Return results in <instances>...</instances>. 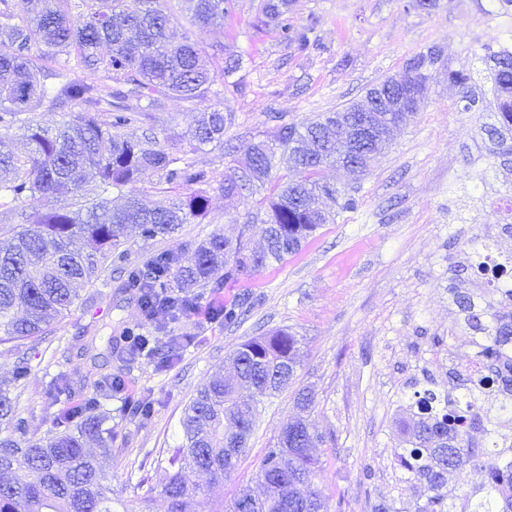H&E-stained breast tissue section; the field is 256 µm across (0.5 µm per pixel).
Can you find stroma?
<instances>
[{
    "label": "stroma",
    "mask_w": 512,
    "mask_h": 512,
    "mask_svg": "<svg viewBox=\"0 0 512 512\" xmlns=\"http://www.w3.org/2000/svg\"><path fill=\"white\" fill-rule=\"evenodd\" d=\"M170 2L176 37L198 42L217 80L195 104L168 99L155 132L178 155L199 113H234L223 146L208 145L193 155L218 179L229 165L228 147L270 130L272 116L300 123L339 110L398 75L415 54L432 47L441 56L417 113L395 131L360 183L340 169H325L331 184L356 186V208L337 212L286 262L227 281L221 293L204 295L195 312L166 322L160 339H190L172 364L124 362L119 335L144 317L134 300L119 293L120 275L80 288L52 333L21 350L32 367L17 390L30 435L41 438L51 425L47 393L58 375L66 376L76 402L95 384L121 377L123 392L105 402L116 431L111 447L100 452L107 485L127 512H167L162 489L170 451L181 438L184 406L238 344L287 326L303 339L295 379L258 403L254 433L234 472L215 486L203 473L194 481L215 506L242 486H256L265 448L294 415L297 389L306 387L315 397L312 427L334 435L314 450L322 460L317 482L329 512H372L383 500L406 506L427 490L392 467L402 409L423 370L442 376L471 350V332L449 290L454 268L474 237L512 250V240L499 238L495 214L512 194V167L487 153L479 132L493 114L479 105L464 111L458 88L448 82L449 70L477 63L485 48L512 47V6L498 7L497 0H431L424 8L415 0H294L293 24L313 28L302 51L278 30L258 26L260 0H231L223 25L202 31L186 24L179 0ZM230 54L240 64L227 73ZM209 198L201 222L182 225L164 240L145 241L128 230L130 265L219 230L234 235L256 205L224 199L215 190ZM244 294L253 301L246 314L231 322L207 318L210 305L230 307ZM432 336L444 337V345L431 347ZM140 396L153 403L143 423L124 414L126 399Z\"/></svg>",
    "instance_id": "35a3bbf8"
}]
</instances>
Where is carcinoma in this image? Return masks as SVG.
<instances>
[{
    "label": "carcinoma",
    "instance_id": "obj_1",
    "mask_svg": "<svg viewBox=\"0 0 512 512\" xmlns=\"http://www.w3.org/2000/svg\"><path fill=\"white\" fill-rule=\"evenodd\" d=\"M190 3L188 22L202 30L224 21L229 6L228 0ZM290 4L263 0L258 21L303 48L306 34L286 17ZM170 22L160 0H0V41L11 48L0 53V134L22 130L30 145L23 156L0 155V200L5 206H28L20 214L24 228L0 238V344L51 333L52 324L78 299L75 285L106 284L114 267L126 271L122 288L144 316L161 304L173 317L196 307L191 289L217 293L228 280L282 264L335 217L313 206L315 194H324L340 210L356 205L353 195L338 194L322 182L323 168L360 161L356 179H361L387 146L378 131L406 120L401 112L365 113L377 130L365 148L336 139L339 120L360 116L358 103L314 120L272 127L243 148L218 182L227 198L266 191L236 236L214 233L179 252L157 250L129 267L124 249L128 227L138 228L146 240L164 239L208 210L204 187L212 182L210 172L194 160L172 156L153 127H144L165 99L193 102L209 93L217 78L198 43L174 40ZM103 45L109 48L105 55L99 52ZM45 58L55 66L40 64ZM486 61L491 63L486 80L495 122L481 132L493 144L492 155L506 165L512 163V52L494 51ZM437 62L429 49L410 58L406 69L421 77ZM75 67L92 75L103 72L115 86L77 81L71 78ZM478 80L480 72L471 68L448 70V83L461 90L466 110L480 103L472 94ZM131 100H144L146 106L133 107ZM65 101L82 110L53 129L35 119V112L51 111ZM234 122V113L222 109L200 113L189 152L224 144V131ZM277 150L288 153L293 166L287 176L275 179ZM147 170L167 184L199 190L146 207L136 184ZM63 186L76 193L93 186L99 194L74 210L50 206ZM112 193L123 200L121 205H110L105 195ZM258 222L264 225V244L257 251L249 248L246 234ZM75 238L83 240L84 249L70 248ZM483 246L471 240L459 269L465 277L454 297L467 328L482 334L471 343L484 370L453 366L442 380L425 372L423 381L413 384L410 415L400 419L401 442L392 460L424 484L429 495L402 511L381 501L374 512H512V440L498 430L503 416H512V373L501 371L505 361L512 369V290L475 285L479 273L473 257ZM151 325L159 328L161 322L124 328L127 362L143 356H157L161 364L173 361L185 337L170 336L161 348L150 335ZM229 361L237 365V376L213 378L184 408L181 442L169 459L172 471L163 488L168 512H214L199 498L191 476L202 471L219 483L235 470L255 429L258 398L281 391L294 379L300 340L286 328L271 330L238 344ZM30 372L29 360L20 357L13 384L0 383V425L7 429L0 436V512H114L105 475L86 443L112 440L111 417L102 400L123 390L122 379L98 384L81 403L53 416L47 436L34 441L27 438L28 419L13 396ZM313 404L311 391H297V413L265 449L256 473L263 495L243 486L229 512H327V496L315 480L320 461L312 454L325 436L311 431L306 417ZM151 412L145 397L126 402L132 420L144 422ZM475 431L485 435V443L472 442ZM467 463L484 472V482L469 491L448 487V474Z\"/></svg>",
    "mask_w": 512,
    "mask_h": 512
}]
</instances>
